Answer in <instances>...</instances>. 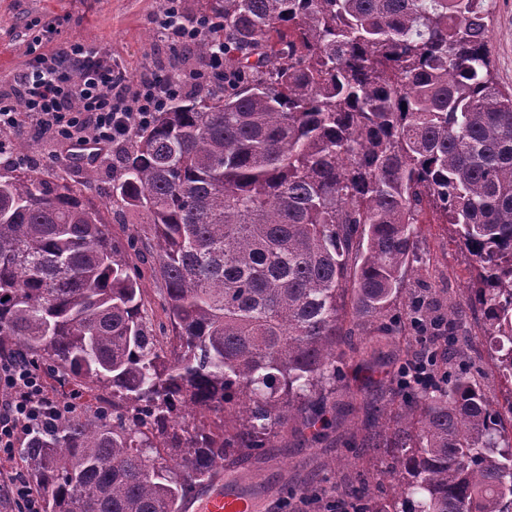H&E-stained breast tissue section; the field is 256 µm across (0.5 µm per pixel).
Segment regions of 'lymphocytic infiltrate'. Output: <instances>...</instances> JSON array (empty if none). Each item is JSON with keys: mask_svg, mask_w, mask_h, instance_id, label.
I'll list each match as a JSON object with an SVG mask.
<instances>
[{"mask_svg": "<svg viewBox=\"0 0 512 512\" xmlns=\"http://www.w3.org/2000/svg\"><path fill=\"white\" fill-rule=\"evenodd\" d=\"M206 25L188 24L180 0H165L160 18L164 42L191 47ZM213 69L180 72L176 81L145 76L134 81L99 51L74 43L33 55L25 70L0 90V157L21 164L12 136L21 129L47 136L65 148L92 144L95 152L123 142L132 126L149 124L169 94L186 84L205 86L223 80ZM40 368L16 354L0 355V464L14 463L33 435L62 413Z\"/></svg>", "mask_w": 512, "mask_h": 512, "instance_id": "obj_1", "label": "lymphocytic infiltrate"}]
</instances>
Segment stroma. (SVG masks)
Returning a JSON list of instances; mask_svg holds the SVG:
<instances>
[{
    "instance_id": "stroma-1",
    "label": "stroma",
    "mask_w": 512,
    "mask_h": 512,
    "mask_svg": "<svg viewBox=\"0 0 512 512\" xmlns=\"http://www.w3.org/2000/svg\"><path fill=\"white\" fill-rule=\"evenodd\" d=\"M162 6L163 0H0V80L26 68L35 35L31 24L36 20L52 28L45 48L75 42L93 46L120 63L133 79L148 70L161 77L171 74L176 65L195 67L197 58L191 50L161 42L156 20ZM490 29L495 80L500 87L512 89V0H493ZM13 146L26 168L64 177L81 188L91 204H107L105 230L113 241L124 246L136 235L141 215L112 201V180L119 173L115 153L107 150L101 154L93 165L97 176L91 181L87 178L90 165L49 139L25 131L14 135ZM420 230L430 262L421 277H410L409 287L435 289L441 304L461 301L475 275L471 260L449 243L448 225L424 224ZM129 257L143 272L147 317L154 329H161L167 318L162 285L153 274V259L139 249L130 251ZM272 443L265 462L235 454L212 474L213 479L232 484L262 483V490L255 493L256 512H279L287 499L302 503L304 488L349 473L340 464L347 453L343 444L306 448L300 438L286 430L278 432Z\"/></svg>"
}]
</instances>
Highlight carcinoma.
Masks as SVG:
<instances>
[{"label":"carcinoma","instance_id":"obj_1","mask_svg":"<svg viewBox=\"0 0 512 512\" xmlns=\"http://www.w3.org/2000/svg\"><path fill=\"white\" fill-rule=\"evenodd\" d=\"M491 6L202 0L195 54L224 51L228 83L131 129L112 185L143 216L165 336L99 209L0 174V350L77 400L21 449L44 512H181L226 457L265 456L287 425L311 447L339 395L382 384L395 410L356 447L391 467L335 483L349 512H512V439L457 338L469 309L512 382V90ZM428 207L475 263L445 312L403 288ZM417 359L434 379L402 382Z\"/></svg>","mask_w":512,"mask_h":512}]
</instances>
